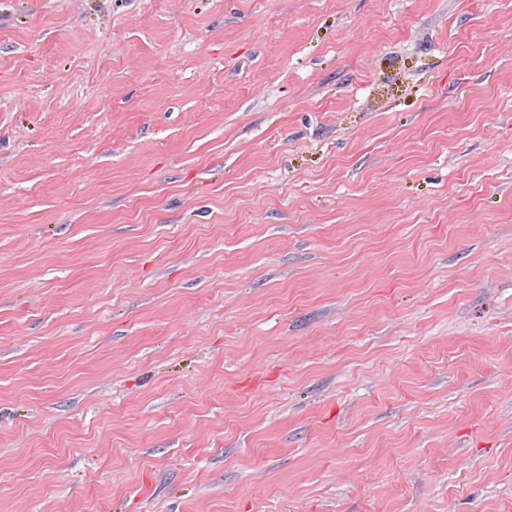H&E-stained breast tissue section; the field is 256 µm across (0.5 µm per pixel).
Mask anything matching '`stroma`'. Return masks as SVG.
I'll return each instance as SVG.
<instances>
[{
  "label": "stroma",
  "mask_w": 512,
  "mask_h": 512,
  "mask_svg": "<svg viewBox=\"0 0 512 512\" xmlns=\"http://www.w3.org/2000/svg\"><path fill=\"white\" fill-rule=\"evenodd\" d=\"M0 512H512V0H0Z\"/></svg>",
  "instance_id": "35a3bbf8"
}]
</instances>
